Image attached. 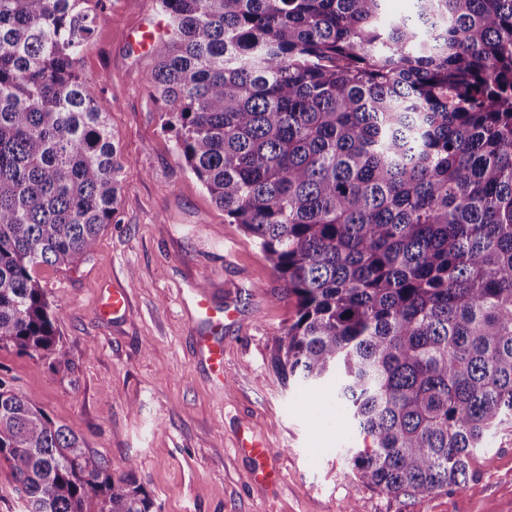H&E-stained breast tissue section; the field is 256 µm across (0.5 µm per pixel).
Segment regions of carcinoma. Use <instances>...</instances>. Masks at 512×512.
Here are the masks:
<instances>
[{"label":"carcinoma","instance_id":"cac0c4a2","mask_svg":"<svg viewBox=\"0 0 512 512\" xmlns=\"http://www.w3.org/2000/svg\"><path fill=\"white\" fill-rule=\"evenodd\" d=\"M103 0H0V349L68 362L38 278L117 213L122 165L78 63ZM158 0L148 77L175 148L296 313L283 379L336 386L365 487L421 501L512 429V0ZM23 512H155L0 378Z\"/></svg>","mask_w":512,"mask_h":512}]
</instances>
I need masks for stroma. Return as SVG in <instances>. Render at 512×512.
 <instances>
[{
    "label": "stroma",
    "mask_w": 512,
    "mask_h": 512,
    "mask_svg": "<svg viewBox=\"0 0 512 512\" xmlns=\"http://www.w3.org/2000/svg\"><path fill=\"white\" fill-rule=\"evenodd\" d=\"M81 74L97 84L124 162L117 216L74 268L38 278L60 305L67 361L0 350V378L37 397L57 424L112 473H132L156 512H512V432L497 434L461 488L416 502L362 486L344 449L335 393L297 392L274 366L276 333L295 298L256 243L228 223L162 129L147 75L153 55L131 57L130 35L165 23L157 0H104ZM205 284L226 317L224 375L199 355L191 296ZM123 288L130 307L100 317L101 289ZM271 449L282 478L255 482L240 442Z\"/></svg>",
    "instance_id": "35a3bbf8"
}]
</instances>
